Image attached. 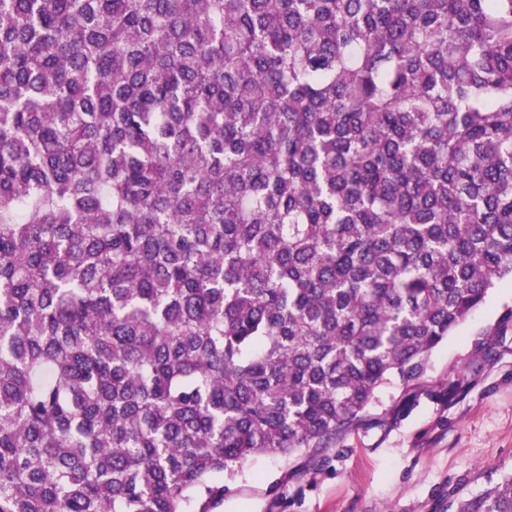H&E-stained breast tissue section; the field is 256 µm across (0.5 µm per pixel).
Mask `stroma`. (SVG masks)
Instances as JSON below:
<instances>
[{"mask_svg":"<svg viewBox=\"0 0 512 512\" xmlns=\"http://www.w3.org/2000/svg\"><path fill=\"white\" fill-rule=\"evenodd\" d=\"M512 281L430 354L410 387L392 379L363 424L328 448L260 454L224 480L214 512H449L512 470ZM492 340L490 355L476 344ZM456 391H449V383Z\"/></svg>","mask_w":512,"mask_h":512,"instance_id":"stroma-1","label":"stroma"}]
</instances>
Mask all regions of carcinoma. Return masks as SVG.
<instances>
[{"label":"carcinoma","mask_w":512,"mask_h":512,"mask_svg":"<svg viewBox=\"0 0 512 512\" xmlns=\"http://www.w3.org/2000/svg\"><path fill=\"white\" fill-rule=\"evenodd\" d=\"M505 279L512 0H0V512H213Z\"/></svg>","instance_id":"1"}]
</instances>
